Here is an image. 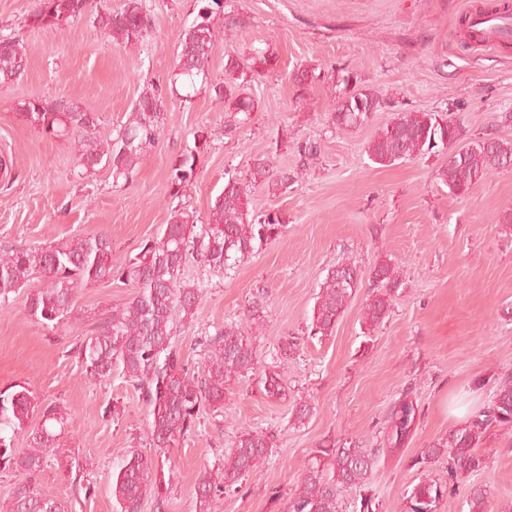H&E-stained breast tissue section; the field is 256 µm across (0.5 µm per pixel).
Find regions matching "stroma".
I'll list each match as a JSON object with an SVG mask.
<instances>
[{
	"instance_id": "1",
	"label": "stroma",
	"mask_w": 512,
	"mask_h": 512,
	"mask_svg": "<svg viewBox=\"0 0 512 512\" xmlns=\"http://www.w3.org/2000/svg\"><path fill=\"white\" fill-rule=\"evenodd\" d=\"M123 2L94 0L91 14L48 30L28 21L35 0H0V37L19 40L27 53L24 73L0 82V156L12 163L0 171V246L46 247L103 231L121 263L158 236L174 210L206 220L228 176L248 180L254 158L268 157L291 176L287 186L261 182L251 193L253 214L280 215L281 237L222 275L189 264L185 276L204 297L176 336L184 363L202 372L203 338L231 321L247 324L251 300L265 296L254 341L258 368L281 370L285 391L267 397L254 375L234 384L222 416L203 415L167 448L174 469L167 505L156 510L148 498L142 512H195L205 466L244 428L269 432L273 447L257 474L225 494L218 512H284L316 450L352 442L382 455L364 490L344 492L342 512H356L363 491L379 512H403L413 485L448 477L446 462L417 466L422 448L486 407L512 377V169L454 196L438 178L447 154L385 167L365 148L406 110L453 113L469 140L491 134L512 141V41L462 48L460 21L483 0H228L250 23L217 37L212 79L223 80L228 56L268 45L278 57L246 88L256 101L250 121L229 131L228 113L209 93L187 101L169 84L179 34L196 17L198 0H145L148 33L132 48L105 37L96 20ZM304 69L315 79L299 101L294 77ZM345 69L387 106L358 127L337 130L330 114ZM150 89L165 95L166 120L156 146L126 179H113L107 166L80 174L69 142L43 135L15 111L31 95L65 97L96 113V133L109 141ZM201 131L209 141L199 146ZM304 141L317 143V155L298 153ZM188 149L197 152V173L176 196L169 167ZM385 259L400 283L388 316L371 330L362 308L372 272ZM348 261L362 282L332 334L311 335L319 287L329 268ZM42 286L33 280L28 291ZM28 291L0 307V391L19 384L68 408L73 423L39 484L68 512H113L117 463L132 450L156 454L146 445L147 408L121 379L90 380L71 348L135 290L118 278L81 286L72 316L54 328L28 315ZM285 340L294 348L284 360ZM403 396L417 404L418 426L392 456L385 452L388 416ZM300 398L316 411L296 425L291 408ZM113 405L121 411L116 421L103 414ZM481 452L485 468L460 474L438 512H468L475 488L485 492L488 512H512V427H488Z\"/></svg>"
}]
</instances>
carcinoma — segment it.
Returning a JSON list of instances; mask_svg holds the SVG:
<instances>
[{"mask_svg":"<svg viewBox=\"0 0 512 512\" xmlns=\"http://www.w3.org/2000/svg\"><path fill=\"white\" fill-rule=\"evenodd\" d=\"M90 0H37L30 14L33 26L60 29L89 12ZM99 28L126 45L138 44L148 29L143 0H125L117 10L98 15ZM224 28H242L249 18L240 12L225 11L222 0H204L195 20L180 33V55L175 79L184 81L191 93L204 86L211 96L234 114L238 125L248 122L254 100L241 86L265 73L277 60L270 48H257L240 61L227 56L224 81H208L209 55L216 40L217 22ZM25 50L13 38L0 39V80L19 77L26 69ZM358 77L348 72L342 77L332 125L337 129L355 128L371 113L386 106L373 92L352 91L349 85ZM19 118L49 136H74V159L83 173L100 165L112 168L113 178H128L141 156L155 146L165 123L163 95L153 89L132 105L127 120L116 137L106 143L96 134L98 116L62 98L31 95L19 102ZM464 129L454 117L436 112H399L368 143L366 153L376 164L390 165L413 160L442 147L453 148L448 166L440 179L449 192L462 196L493 171L512 164V143L486 135L463 142ZM196 151H186L174 159L169 169L172 193L177 195L195 177ZM279 177L288 185V172L274 173L270 162L254 160L251 180L230 176L215 197L204 227L197 228L192 215L181 209L171 213L159 236L145 241L135 257L120 265L112 260V240L105 233L68 240L48 247H5L0 250V305H7L36 276L45 286L27 297L26 311L43 325H56L70 318L80 285L124 278L136 288L124 305L97 329L76 344L74 353L87 376L106 383L114 377L128 383L148 409L146 440L159 452L170 447L176 437L194 430L203 412L224 409V395L231 383L255 374L259 361L252 337L239 323L224 325L202 341L205 351L202 373L190 372L183 363L174 339L178 325L197 314L203 291L182 278L190 259L205 263L218 274L246 262L269 239L279 235V217L266 213L256 216L249 209L251 186ZM361 282L360 269L344 262L327 271L320 284L311 317L312 335L328 336L354 297ZM398 285L395 264L383 262L372 275L373 293L365 302L362 321L374 328L389 313ZM258 384L268 397L282 395L283 383L277 371L263 373ZM418 405L398 401L389 415V448L361 446L328 447L288 497L286 512H340L342 493L362 488L375 469L381 453H396L417 424ZM292 417L303 424L314 414L312 404L299 399L292 406ZM40 415L39 423L32 420ZM73 421L67 408L57 402L42 403L33 392L21 386L0 392V469L18 471L26 479L17 483L11 497L0 505V512H64L61 501L40 488L37 476L49 457L59 448L60 436ZM512 423V381L501 382L490 404L465 424L448 433V438L421 451L416 463L429 465L448 460V481L424 479L413 486L407 497V512H437L440 502L455 490L454 478L460 472H476L485 467L479 451L483 432L492 424ZM27 438V447H16V438ZM271 435L245 430L236 444L205 469L195 487L196 512H215L224 494L239 488L246 477L265 463L271 448ZM163 466L139 452L126 455L112 472L114 512H141L145 498L154 499L162 510L167 500Z\"/></svg>","mask_w":512,"mask_h":512,"instance_id":"1","label":"carcinoma"}]
</instances>
